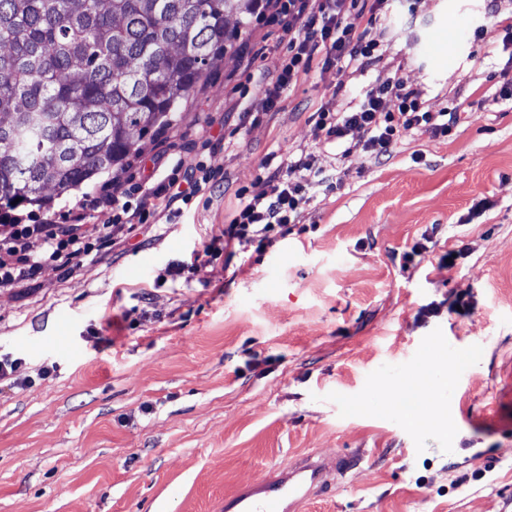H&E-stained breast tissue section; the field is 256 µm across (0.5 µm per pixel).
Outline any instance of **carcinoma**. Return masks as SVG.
<instances>
[{
    "label": "carcinoma",
    "mask_w": 512,
    "mask_h": 512,
    "mask_svg": "<svg viewBox=\"0 0 512 512\" xmlns=\"http://www.w3.org/2000/svg\"><path fill=\"white\" fill-rule=\"evenodd\" d=\"M261 2L0 0V212L123 170Z\"/></svg>",
    "instance_id": "obj_1"
}]
</instances>
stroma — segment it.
<instances>
[{
	"mask_svg": "<svg viewBox=\"0 0 512 512\" xmlns=\"http://www.w3.org/2000/svg\"><path fill=\"white\" fill-rule=\"evenodd\" d=\"M511 16L512 0H397L372 30L378 59L312 71L271 110L256 75L276 76L286 47L278 21L252 16L118 178L14 210L64 224L83 202L108 224L90 201L160 154L219 173L183 212L102 239L72 279L48 268L0 292V354L19 360L0 381V512H216L307 455L356 462L304 512H512ZM448 28L433 60L426 42ZM398 72L429 111L470 99L472 114L445 138L403 132L383 156L357 132L316 142L313 112L350 111ZM245 107L263 121L241 127ZM309 153L341 189H311L270 244L237 240L166 278L261 190L267 157ZM430 368L450 375L436 401L447 423L416 430L405 393Z\"/></svg>",
	"mask_w": 512,
	"mask_h": 512,
	"instance_id": "obj_1",
	"label": "stroma"
}]
</instances>
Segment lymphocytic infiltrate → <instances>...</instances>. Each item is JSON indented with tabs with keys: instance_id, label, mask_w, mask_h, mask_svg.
<instances>
[{
	"instance_id": "f902f5d3",
	"label": "lymphocytic infiltrate",
	"mask_w": 512,
	"mask_h": 512,
	"mask_svg": "<svg viewBox=\"0 0 512 512\" xmlns=\"http://www.w3.org/2000/svg\"><path fill=\"white\" fill-rule=\"evenodd\" d=\"M386 0H282L279 9L285 19L283 34L288 49L276 78L262 77L268 108H275L282 93L308 76L314 63L323 69H343L345 64L374 59L379 48L372 29ZM464 105L448 112L425 110L404 76L367 90L355 109L333 112L320 108L311 119L315 138L324 143H344L352 131H359L365 149L389 153L401 132L420 129L435 137L448 136L461 122ZM307 170L306 181H296L289 170L276 167L266 177L264 189L240 201L224 231L225 245L244 238L270 241L279 228L296 223L308 193L320 176L312 156L297 160ZM164 177L148 176L121 195L105 194L102 206L111 208L110 234L126 240L136 225L146 223L153 210L171 208L190 199L218 180V173L206 161H198L192 173H184L181 159L159 157L154 161ZM96 249L92 229L79 224H17L9 239L0 243V289H11L21 281L34 280L46 268L72 278Z\"/></svg>"
}]
</instances>
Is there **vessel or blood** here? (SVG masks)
<instances>
[{
    "label": "vessel or blood",
    "instance_id": "1",
    "mask_svg": "<svg viewBox=\"0 0 512 512\" xmlns=\"http://www.w3.org/2000/svg\"><path fill=\"white\" fill-rule=\"evenodd\" d=\"M348 460L333 462L309 456L292 467H283L263 482L248 485L225 495L223 512H302L312 496L330 479L344 475Z\"/></svg>",
    "mask_w": 512,
    "mask_h": 512
}]
</instances>
